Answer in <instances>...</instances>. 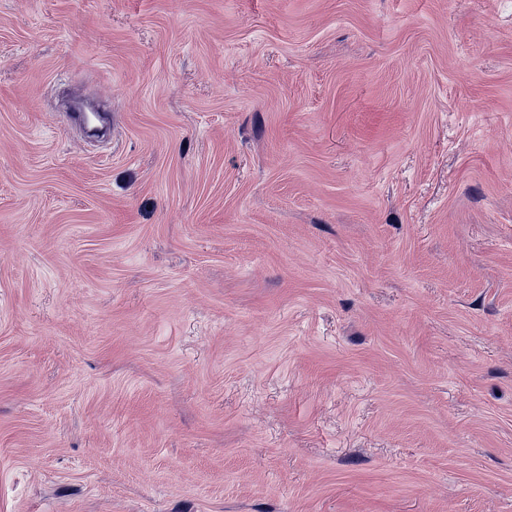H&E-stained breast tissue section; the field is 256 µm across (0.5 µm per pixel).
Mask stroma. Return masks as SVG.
Instances as JSON below:
<instances>
[{"label": "stroma", "instance_id": "35a3bbf8", "mask_svg": "<svg viewBox=\"0 0 512 512\" xmlns=\"http://www.w3.org/2000/svg\"><path fill=\"white\" fill-rule=\"evenodd\" d=\"M0 512H512V0H0Z\"/></svg>", "mask_w": 512, "mask_h": 512}]
</instances>
